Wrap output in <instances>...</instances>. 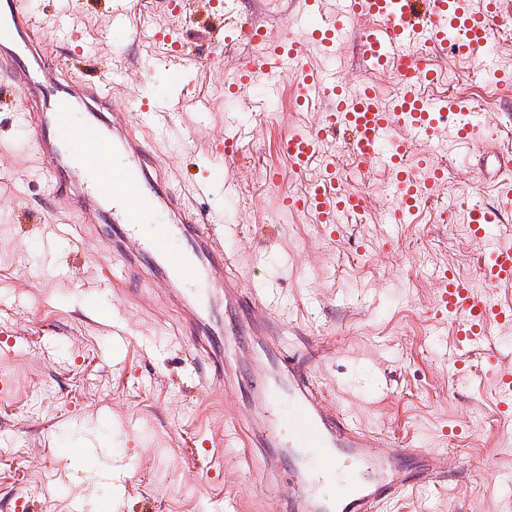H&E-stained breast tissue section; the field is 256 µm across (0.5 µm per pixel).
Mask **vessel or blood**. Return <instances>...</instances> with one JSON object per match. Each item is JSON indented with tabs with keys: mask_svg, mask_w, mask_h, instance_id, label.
I'll use <instances>...</instances> for the list:
<instances>
[{
	"mask_svg": "<svg viewBox=\"0 0 512 512\" xmlns=\"http://www.w3.org/2000/svg\"><path fill=\"white\" fill-rule=\"evenodd\" d=\"M105 6L114 47L122 49L137 0H106ZM501 7V0H299L306 34L302 41L254 21L228 26L223 15L212 16L211 24L226 28L223 43L255 50L240 70L241 88H248L258 72L274 79L292 72L298 103L325 94L336 98L319 128L295 129L282 138L290 175L320 169L299 193L284 196L282 205L311 216L317 224L365 213V196L338 189L336 157L325 148L327 136L341 133L349 137L360 167L388 170L392 223H413L446 178L443 169L415 156L414 142L466 141L481 122L479 113L453 95L425 96L437 79L432 54L450 47L461 57L491 59V37ZM359 18L367 21L359 43L364 70H389L398 78L397 94L386 107L379 104L372 86L362 84L347 92L302 63L304 43H312L323 56H334L350 24ZM159 37L169 47L171 88L180 91L194 72L174 31L161 30ZM0 73L16 90L11 108L54 189L69 197L84 223L96 224L103 213L111 214L112 247L125 254L129 266L154 256L178 282L223 279L236 257L225 251L221 234L167 190L139 124L128 113L113 111L112 95L101 81L61 77L58 56L41 41L28 0H0ZM237 150L236 139L225 138L219 159L198 186L200 192L223 189V162ZM159 209L170 226L156 237H144L141 223ZM463 219L474 238L493 234L497 240L480 263L487 293H477L447 270L437 273L438 308L456 328L449 350L456 362L481 346L490 327H512V305L495 302L489 293L492 287L512 285V232L502 231L497 207L469 206ZM132 238L138 239L139 248L130 252L126 242ZM223 281L225 291L235 289V281ZM204 304L203 314L184 305L181 325L194 334L198 357L216 366L226 350L224 298L211 294ZM494 380L503 412L512 414V371L495 369ZM254 384L260 409L254 437L269 448H295L303 476L290 494L300 512H373L376 504L408 488L402 455L381 450L373 435L339 414L325 412L303 374L283 368L276 354L264 357Z\"/></svg>",
	"mask_w": 512,
	"mask_h": 512,
	"instance_id": "obj_1",
	"label": "vessel or blood"
}]
</instances>
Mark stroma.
Instances as JSON below:
<instances>
[{"instance_id": "1", "label": "stroma", "mask_w": 512, "mask_h": 512, "mask_svg": "<svg viewBox=\"0 0 512 512\" xmlns=\"http://www.w3.org/2000/svg\"><path fill=\"white\" fill-rule=\"evenodd\" d=\"M37 16L62 12L71 40L59 52L65 73L118 74L115 109L135 112L144 92L170 85L153 40L159 26L184 35L198 65L172 114L156 130L154 160L188 208L215 217L244 300L275 295L253 310L257 334L225 360L210 387L197 385L194 343L168 296L171 280L153 265L128 269L112 249V226L88 232L68 198L51 193L14 112L0 109V319L13 334L0 342V512H294L283 493L295 466L283 449L244 454L259 409L244 387L262 347L275 343L323 397L384 440L388 451L420 449L436 474L384 504L379 512H512V420L497 410L491 366L512 369V329H491L457 370L447 358L452 328L437 307L436 270L447 266L482 289L479 262L491 239H472L463 223L469 200L496 205L512 170L493 155L512 146V89L498 85L478 60L436 53L447 89L491 114L467 149L429 146L447 182L412 224L389 221L388 178L364 174L345 137L332 147L344 190L370 207L337 231L279 199L300 191L280 139L315 127L318 111L293 107L283 79L278 98L254 109L269 83L257 74L241 97L224 95L244 46L218 50L204 23L179 22L167 0H144L122 50H114L103 0H29ZM239 18L299 29L294 0H234ZM361 24L348 31L333 59L311 50L307 63L337 72L349 86L365 79L358 57ZM221 53L222 60L206 59ZM243 147L224 164V193L193 188L225 137ZM131 283L132 296L121 294Z\"/></svg>"}]
</instances>
